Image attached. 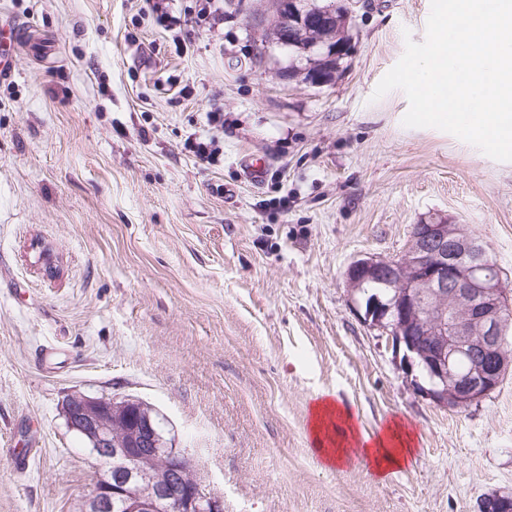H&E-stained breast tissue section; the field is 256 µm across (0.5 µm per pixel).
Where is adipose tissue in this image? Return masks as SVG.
<instances>
[{
    "mask_svg": "<svg viewBox=\"0 0 512 512\" xmlns=\"http://www.w3.org/2000/svg\"><path fill=\"white\" fill-rule=\"evenodd\" d=\"M311 413L314 445L326 466L341 467L362 456L383 474L407 464L413 455V439L401 423H390L375 436L365 434L358 430L351 410L329 397L319 398Z\"/></svg>",
    "mask_w": 512,
    "mask_h": 512,
    "instance_id": "obj_1",
    "label": "adipose tissue"
}]
</instances>
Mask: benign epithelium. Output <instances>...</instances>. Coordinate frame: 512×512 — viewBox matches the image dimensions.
<instances>
[{"label": "benign epithelium", "instance_id": "1", "mask_svg": "<svg viewBox=\"0 0 512 512\" xmlns=\"http://www.w3.org/2000/svg\"><path fill=\"white\" fill-rule=\"evenodd\" d=\"M326 7L302 0H273L272 42L331 58L344 54L336 14L349 4ZM309 81L324 85L334 72L310 65ZM358 293L367 281H383L390 300L374 299L364 319L381 328L418 368L417 388L444 407L468 406L493 391L512 369L508 349L512 312L501 271L487 261L481 240L446 217L413 227L397 259L360 258L345 272ZM420 336L432 337L429 346ZM472 361L462 370L458 363ZM69 431L99 460L101 473L84 512H224V500L187 481L192 460L169 446L157 417L133 397L71 395L63 405ZM480 512H512V497L490 495Z\"/></svg>", "mask_w": 512, "mask_h": 512}]
</instances>
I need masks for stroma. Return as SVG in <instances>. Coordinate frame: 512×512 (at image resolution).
I'll return each instance as SVG.
<instances>
[{
    "instance_id": "obj_1",
    "label": "stroma",
    "mask_w": 512,
    "mask_h": 512,
    "mask_svg": "<svg viewBox=\"0 0 512 512\" xmlns=\"http://www.w3.org/2000/svg\"><path fill=\"white\" fill-rule=\"evenodd\" d=\"M167 6L179 24L147 0H0L45 46L18 43L0 76V512H83L99 467L66 426L72 394L145 403L224 512H478L512 494V372L433 403L345 282L442 215L512 290V162L405 127L403 91L372 97L430 0H357L322 86L252 23L266 0ZM190 137L214 140L210 161ZM247 154L268 163L260 186ZM325 393L367 434L403 420L413 459L324 466Z\"/></svg>"
}]
</instances>
